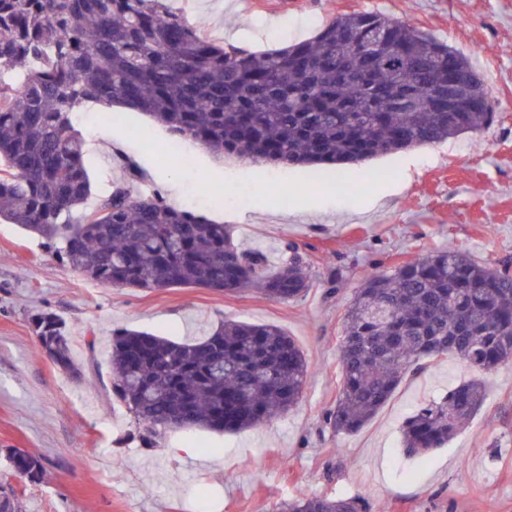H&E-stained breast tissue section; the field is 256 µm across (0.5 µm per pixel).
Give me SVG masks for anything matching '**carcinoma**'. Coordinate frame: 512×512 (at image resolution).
<instances>
[{
    "label": "carcinoma",
    "instance_id": "carcinoma-1",
    "mask_svg": "<svg viewBox=\"0 0 512 512\" xmlns=\"http://www.w3.org/2000/svg\"><path fill=\"white\" fill-rule=\"evenodd\" d=\"M171 0H0V220L47 240L93 282L122 288H249L288 302L311 288L303 262L272 273L233 229L156 193L116 182L89 208L85 144L73 126L92 102L137 109L217 157L254 164L357 165L418 145L475 133L493 105L444 112L448 58L468 59L420 29L377 12L338 16L313 36L258 53L220 44ZM418 103L404 112L400 100ZM40 351L83 375L65 322L33 315ZM478 372L512 362V268L473 261L452 247L366 274L344 313L336 405L325 423L356 433L404 378L439 356ZM112 393L137 424L140 445L166 430L239 432L297 406L309 365L273 324L231 321L199 341L121 328L108 346ZM484 380L463 381L419 404L404 421L408 455L453 439L482 408ZM15 474L44 479L42 459L8 456ZM276 512H366L358 497H307ZM0 512H21L0 485Z\"/></svg>",
    "mask_w": 512,
    "mask_h": 512
}]
</instances>
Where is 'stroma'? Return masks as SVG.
<instances>
[{"instance_id":"35a3bbf8","label":"stroma","mask_w":512,"mask_h":512,"mask_svg":"<svg viewBox=\"0 0 512 512\" xmlns=\"http://www.w3.org/2000/svg\"><path fill=\"white\" fill-rule=\"evenodd\" d=\"M172 0L219 43L252 51L306 39L342 13L380 12L463 51L481 78L495 119L477 134L384 155L361 165L279 168L222 160L177 139L139 111L82 109L93 196L127 168L134 188L190 205L201 186L224 194L195 213L235 228L242 249L276 268L296 246L312 286L280 302L248 290L163 291L100 285L60 261L45 241L0 222V483L23 512H272L312 496L360 497L369 512H512V363L485 375L488 399L442 448L404 456L401 425L420 403L473 377L456 357L407 375L360 431L325 425L336 401L347 302L365 272L453 247L486 265L512 261V0ZM46 309L66 324L76 379L39 350L31 316ZM227 321L274 324L310 366L301 403L238 433L180 428L160 447L132 437L124 405L110 393L104 347L118 328L175 341L203 338ZM21 449L41 458L32 484L8 461Z\"/></svg>"}]
</instances>
